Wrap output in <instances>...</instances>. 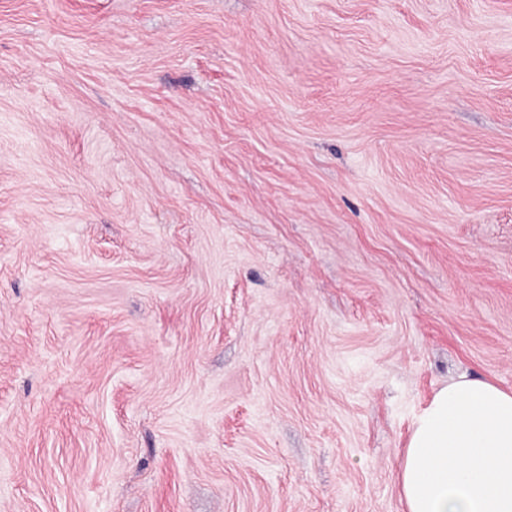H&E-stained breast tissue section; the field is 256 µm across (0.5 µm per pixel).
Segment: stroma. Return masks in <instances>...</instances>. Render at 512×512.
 <instances>
[{
	"instance_id": "1",
	"label": "stroma",
	"mask_w": 512,
	"mask_h": 512,
	"mask_svg": "<svg viewBox=\"0 0 512 512\" xmlns=\"http://www.w3.org/2000/svg\"><path fill=\"white\" fill-rule=\"evenodd\" d=\"M512 389V0H0V512H404Z\"/></svg>"
}]
</instances>
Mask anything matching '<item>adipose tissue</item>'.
Returning a JSON list of instances; mask_svg holds the SVG:
<instances>
[{"label":"adipose tissue","mask_w":512,"mask_h":512,"mask_svg":"<svg viewBox=\"0 0 512 512\" xmlns=\"http://www.w3.org/2000/svg\"><path fill=\"white\" fill-rule=\"evenodd\" d=\"M405 512H512V391L459 376L418 418L399 467Z\"/></svg>","instance_id":"obj_1"}]
</instances>
